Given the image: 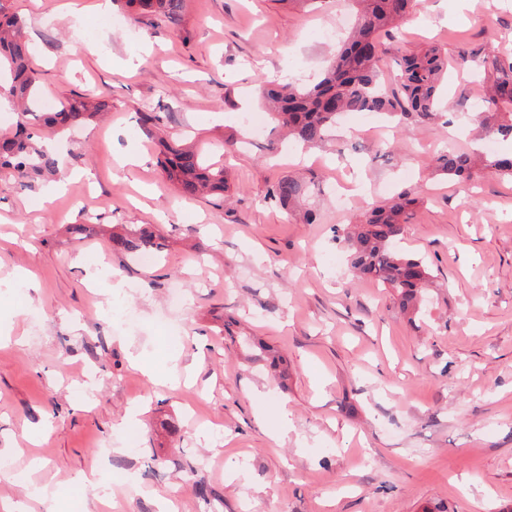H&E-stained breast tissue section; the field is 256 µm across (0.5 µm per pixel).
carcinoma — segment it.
Returning <instances> with one entry per match:
<instances>
[{"mask_svg": "<svg viewBox=\"0 0 512 512\" xmlns=\"http://www.w3.org/2000/svg\"><path fill=\"white\" fill-rule=\"evenodd\" d=\"M183 0H125V5L142 17L165 18L172 24L181 20ZM356 19L351 32L322 77L314 83L291 81L280 85L266 78L256 80L253 94L262 102L283 135L307 148L324 146L338 120L347 113L377 112L394 118L402 134L410 121L433 122L442 117L440 85L448 70L447 54L437 47L401 57L395 83L381 80L378 49L381 36L406 20L418 6L417 0H352ZM466 62L492 71L493 82L484 97L476 122L485 137L512 141V57L488 47L463 51ZM30 50L24 40V21L7 13L0 2V96L23 107L21 115L34 120L15 131L0 134V171L18 179L52 174L58 169L55 152L40 139L60 133L95 118L106 105L82 98H67L51 112L38 111L40 92ZM166 180L183 196L224 193V168L201 154L170 143L158 157ZM491 170L512 179V153L466 152L448 148L436 158V172L448 179L471 183ZM305 191V185L291 177L275 182L269 194L289 206ZM417 199L404 194L394 200L371 204L345 236L352 275L391 289L398 307L416 308L420 291L430 273L424 261L399 249L404 225L414 212ZM112 248L127 256L163 249L162 237L149 227H126L111 237Z\"/></svg>", "mask_w": 512, "mask_h": 512, "instance_id": "carcinoma-1", "label": "carcinoma"}]
</instances>
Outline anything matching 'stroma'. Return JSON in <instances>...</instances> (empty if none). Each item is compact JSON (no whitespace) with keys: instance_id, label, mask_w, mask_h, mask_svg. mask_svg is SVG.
I'll return each instance as SVG.
<instances>
[{"instance_id":"obj_1","label":"stroma","mask_w":512,"mask_h":512,"mask_svg":"<svg viewBox=\"0 0 512 512\" xmlns=\"http://www.w3.org/2000/svg\"><path fill=\"white\" fill-rule=\"evenodd\" d=\"M90 2L0 0L25 21L43 96L110 106L55 137L53 179L0 172V458L15 469L0 508L158 512L162 495L177 512H512V180L469 187L434 168L440 149L481 143L482 88L459 53H512V0H422L384 38L389 82L401 55L447 51V122L388 147L371 129L384 117L355 113L356 144L312 150L270 127L250 137L242 118L257 77L318 78L336 51L319 32L349 0H184L177 25ZM166 142L223 164L225 193L183 197L157 165ZM288 176L310 183L291 211L268 196ZM52 181L65 190L47 205ZM404 191L420 204L400 246L430 270L413 315L352 279L337 241ZM129 224L166 249L114 252ZM254 340L285 357L286 379ZM144 364L190 381L153 383Z\"/></svg>"}]
</instances>
